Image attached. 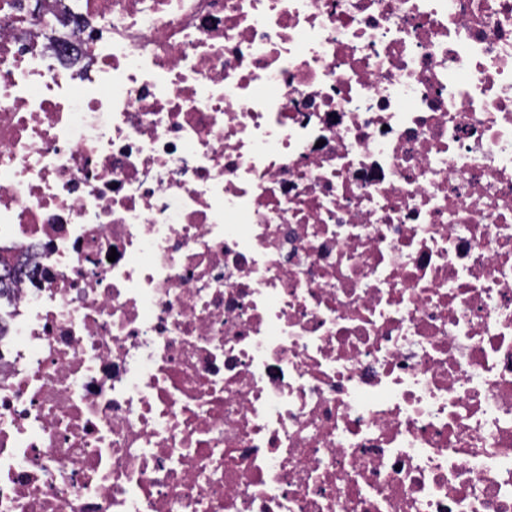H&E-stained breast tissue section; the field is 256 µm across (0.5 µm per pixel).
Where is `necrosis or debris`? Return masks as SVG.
Returning a JSON list of instances; mask_svg holds the SVG:
<instances>
[{
    "mask_svg": "<svg viewBox=\"0 0 512 512\" xmlns=\"http://www.w3.org/2000/svg\"><path fill=\"white\" fill-rule=\"evenodd\" d=\"M0 512H512V0H0Z\"/></svg>",
    "mask_w": 512,
    "mask_h": 512,
    "instance_id": "1",
    "label": "necrosis or debris"
}]
</instances>
